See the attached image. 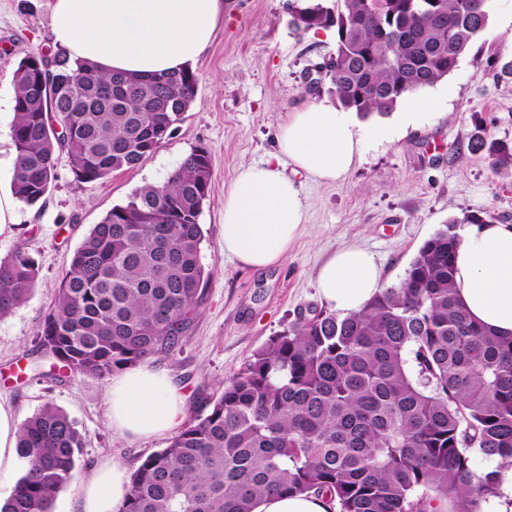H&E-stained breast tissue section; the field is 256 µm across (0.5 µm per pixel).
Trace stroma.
I'll return each mask as SVG.
<instances>
[{"label": "stroma", "mask_w": 512, "mask_h": 512, "mask_svg": "<svg viewBox=\"0 0 512 512\" xmlns=\"http://www.w3.org/2000/svg\"><path fill=\"white\" fill-rule=\"evenodd\" d=\"M51 2L0 0V196L11 193L16 158L10 130L13 73L28 55L51 58L60 51L51 33ZM288 4L224 0L213 41L193 66L194 102L161 147L138 167L89 183L76 181L67 156H60L45 198L17 204L13 223L0 231V258L22 245L39 266L30 299L0 318V400L23 418L53 402L76 422L85 441L79 478L60 492L56 512H72L79 479L100 458L112 457L132 471L171 441L167 435L116 436L106 404L110 379L71 374L52 380L37 334L68 258L93 224L140 187L162 182L192 150L206 148L212 158L210 194L199 217L205 235L201 260L210 277L182 346L150 361L169 371L190 408L218 397L225 380L299 314L324 309L316 275L336 250L370 251L387 287L404 278L423 242L450 219H457L460 233L467 215L512 226V174L493 173L487 153L469 150L476 133L512 142V75L502 72L512 62V0H495L471 55L443 81L424 88V95L439 97L435 110L409 120L400 103L386 115L355 117L362 150L336 183L286 167L305 215L283 265L255 270L226 257L224 197L237 174L271 159L278 126L295 107L329 100L327 92L308 91L306 84L334 53V32L296 30ZM380 125L390 127V134L374 135Z\"/></svg>", "instance_id": "stroma-1"}]
</instances>
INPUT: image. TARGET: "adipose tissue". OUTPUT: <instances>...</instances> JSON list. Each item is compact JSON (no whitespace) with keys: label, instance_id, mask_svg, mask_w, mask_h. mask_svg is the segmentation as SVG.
I'll list each match as a JSON object with an SVG mask.
<instances>
[{"label":"adipose tissue","instance_id":"adipose-tissue-1","mask_svg":"<svg viewBox=\"0 0 512 512\" xmlns=\"http://www.w3.org/2000/svg\"><path fill=\"white\" fill-rule=\"evenodd\" d=\"M221 11L222 0H52L51 30L71 61L144 75L194 64ZM276 141L274 161L242 170L224 199V253L253 269L280 264L304 222L300 191L282 163L335 182L361 149L352 114L323 103L289 112ZM454 266L457 294L472 320L512 337V227L492 222L466 232ZM317 288L337 312L361 311L381 288L380 266L366 249H340L319 268ZM107 405L112 430L123 438L163 435L186 413L168 372L148 367L113 376ZM129 486L126 467L103 459L83 481L76 512H120ZM252 512H335V506L322 495H282L258 501Z\"/></svg>","mask_w":512,"mask_h":512}]
</instances>
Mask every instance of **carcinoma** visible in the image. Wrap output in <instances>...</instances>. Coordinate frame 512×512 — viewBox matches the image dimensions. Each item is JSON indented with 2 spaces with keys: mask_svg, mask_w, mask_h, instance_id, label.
Masks as SVG:
<instances>
[{
  "mask_svg": "<svg viewBox=\"0 0 512 512\" xmlns=\"http://www.w3.org/2000/svg\"><path fill=\"white\" fill-rule=\"evenodd\" d=\"M291 0L298 31L335 28L332 101L360 116L393 111L445 79L479 40L493 0ZM191 70L105 75L23 58L14 71L11 192L34 205L66 153L76 180L134 168L189 111ZM62 126L55 134L53 123ZM492 169L512 143L470 138ZM212 159L193 150L93 225L70 257L37 338L56 371L103 379L182 345L206 278L199 223ZM427 239L405 277L358 313L299 315L227 381L170 444L130 476L121 512H252L263 498L316 493L337 512H480L499 474L472 456L512 457V338L475 324L455 296L459 222ZM23 247L0 258V318L33 294ZM84 437L51 403L21 425L23 472L0 512H54L77 476Z\"/></svg>",
  "mask_w": 512,
  "mask_h": 512,
  "instance_id": "1",
  "label": "carcinoma"
}]
</instances>
